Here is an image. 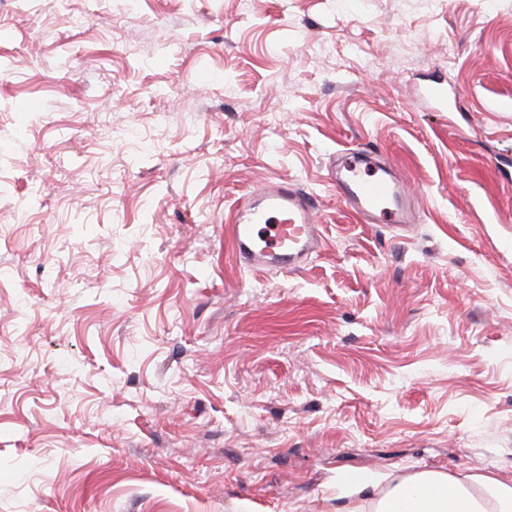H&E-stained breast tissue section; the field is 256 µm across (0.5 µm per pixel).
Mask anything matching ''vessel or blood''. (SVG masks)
I'll return each instance as SVG.
<instances>
[{
    "mask_svg": "<svg viewBox=\"0 0 512 512\" xmlns=\"http://www.w3.org/2000/svg\"><path fill=\"white\" fill-rule=\"evenodd\" d=\"M357 161L348 153L341 168L327 171L348 211L366 224L384 222L402 230L415 224L418 210L402 177L381 165L371 179H361L353 172ZM229 233L236 262L258 271L301 268L321 245L311 198L285 182L247 193L229 217Z\"/></svg>",
    "mask_w": 512,
    "mask_h": 512,
    "instance_id": "1",
    "label": "vessel or blood"
}]
</instances>
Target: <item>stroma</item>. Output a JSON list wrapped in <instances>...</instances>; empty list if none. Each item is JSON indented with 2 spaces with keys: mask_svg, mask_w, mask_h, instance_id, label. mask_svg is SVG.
I'll return each mask as SVG.
<instances>
[{
  "mask_svg": "<svg viewBox=\"0 0 512 512\" xmlns=\"http://www.w3.org/2000/svg\"><path fill=\"white\" fill-rule=\"evenodd\" d=\"M510 100L512 0H0V512L511 479ZM357 149L410 232L328 183ZM281 181L320 250L244 268L226 219ZM357 161L356 155L346 153L342 169L335 166L327 171L328 181L336 187L348 211L366 224L385 222L392 228L402 230L415 224L418 210L402 177L392 167L385 165H376V175L368 180H362L358 172L348 177L347 171L357 168ZM384 203L387 207L381 209Z\"/></svg>",
  "mask_w": 512,
  "mask_h": 512,
  "instance_id": "stroma-1",
  "label": "stroma"
}]
</instances>
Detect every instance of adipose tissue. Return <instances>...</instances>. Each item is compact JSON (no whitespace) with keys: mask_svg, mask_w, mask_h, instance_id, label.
<instances>
[{"mask_svg":"<svg viewBox=\"0 0 512 512\" xmlns=\"http://www.w3.org/2000/svg\"><path fill=\"white\" fill-rule=\"evenodd\" d=\"M481 490L443 472L410 476L370 502L343 512H512V485L486 476Z\"/></svg>","mask_w":512,"mask_h":512,"instance_id":"1","label":"adipose tissue"}]
</instances>
